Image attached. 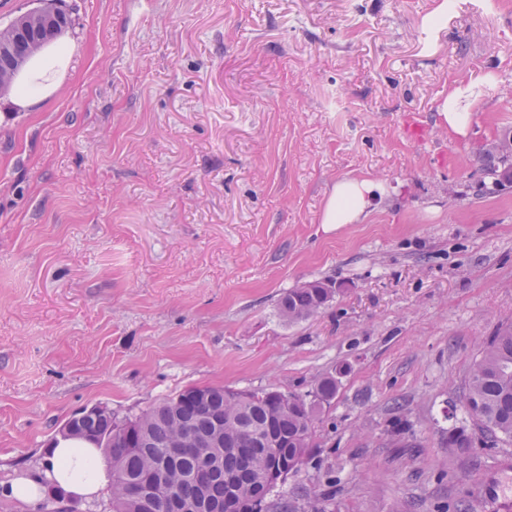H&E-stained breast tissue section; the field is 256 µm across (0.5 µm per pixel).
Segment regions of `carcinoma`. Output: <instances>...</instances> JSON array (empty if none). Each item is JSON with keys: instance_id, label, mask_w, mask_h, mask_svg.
I'll use <instances>...</instances> for the list:
<instances>
[{"instance_id": "cac0c4a2", "label": "carcinoma", "mask_w": 512, "mask_h": 512, "mask_svg": "<svg viewBox=\"0 0 512 512\" xmlns=\"http://www.w3.org/2000/svg\"><path fill=\"white\" fill-rule=\"evenodd\" d=\"M483 171L499 186L512 183V165L493 155L482 158ZM334 291L314 282L290 288L279 309L290 322L306 320L323 309ZM336 378L327 376L315 389L288 394L283 408L271 391L192 386L142 413L118 422L92 418L87 430L112 438L105 451L112 464L109 512H171L172 498L203 497L221 512H236L224 476L235 475L241 492L251 493L272 468L297 472L314 454L313 432L322 408L336 396ZM466 412L476 418L487 442L512 443V321L487 340L468 377ZM272 433L279 448H259L252 437ZM219 436L220 448H200L202 437ZM162 481L154 496L142 489L150 476Z\"/></svg>"}]
</instances>
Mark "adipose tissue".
I'll list each match as a JSON object with an SVG mask.
<instances>
[{"instance_id": "ef3b65f1", "label": "adipose tissue", "mask_w": 512, "mask_h": 512, "mask_svg": "<svg viewBox=\"0 0 512 512\" xmlns=\"http://www.w3.org/2000/svg\"><path fill=\"white\" fill-rule=\"evenodd\" d=\"M71 57V47L63 43L51 45L37 54L15 82L14 106L29 109L49 98L56 91ZM391 191V185L374 178L340 179L324 203L321 221L325 224L360 223ZM109 481L110 475L92 442L61 435L48 448L40 472L18 476L0 492L20 502L34 504L49 487L71 497L89 498Z\"/></svg>"}]
</instances>
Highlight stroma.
I'll return each instance as SVG.
<instances>
[{
	"mask_svg": "<svg viewBox=\"0 0 512 512\" xmlns=\"http://www.w3.org/2000/svg\"><path fill=\"white\" fill-rule=\"evenodd\" d=\"M61 7L58 90L27 112L0 93V486L83 408L125 420L189 386L331 375L315 455L268 512L512 495V445L485 447L464 408L512 317V183L486 192L475 153L512 130V0ZM486 73L458 136L439 101ZM353 176L395 191L364 223L322 224ZM314 280L332 302L288 323L280 297Z\"/></svg>",
	"mask_w": 512,
	"mask_h": 512,
	"instance_id": "1",
	"label": "stroma"
}]
</instances>
